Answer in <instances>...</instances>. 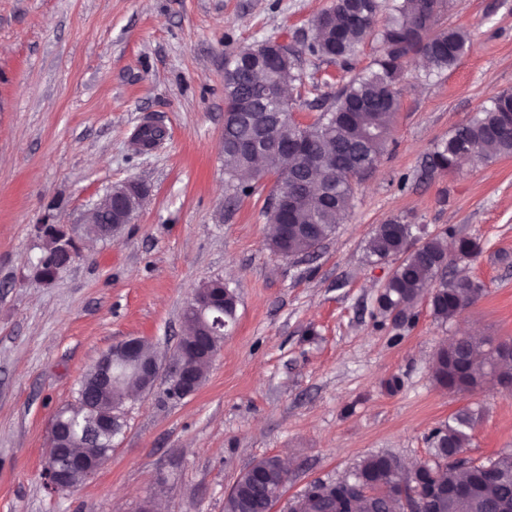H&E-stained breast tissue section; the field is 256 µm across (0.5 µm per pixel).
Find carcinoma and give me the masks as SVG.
I'll return each instance as SVG.
<instances>
[{
    "label": "carcinoma",
    "mask_w": 512,
    "mask_h": 512,
    "mask_svg": "<svg viewBox=\"0 0 512 512\" xmlns=\"http://www.w3.org/2000/svg\"><path fill=\"white\" fill-rule=\"evenodd\" d=\"M383 0H357L361 5L357 21L347 22V4L335 0V13L322 11L311 21L314 32L307 46L311 55L350 64L357 47L374 38L381 47L372 67L351 76L336 92L331 106L311 124H295V134L303 137L323 163L308 167L301 162L288 168L284 150L272 143L259 153L234 149L256 139L258 126L279 113L292 120V106L279 99L283 86L303 84L295 54L287 60L261 51L256 44L234 55L235 71L224 74V175L227 183L241 193L253 188L240 176L252 174L261 179L277 177L284 197L294 198L293 210L283 207L272 217L277 224H291L288 241L274 237L268 243L276 255L288 259L309 253L329 239L348 215L356 185L380 162L391 138L401 87L406 81L404 61L424 54L439 71L449 70L464 56L469 32L438 28L448 0H394L393 13L380 20ZM512 114V94L504 92L488 106L479 109L467 122L456 127L448 138L437 141L427 155L431 171L451 172L465 156L487 163L512 156V126L502 124ZM140 144L150 149L164 138V130L145 125L137 132ZM451 229L413 242L412 225L400 220L380 224L366 244V256L373 262L392 259V277L384 284L387 303L378 308L380 316L396 322L415 319L417 308L427 303L435 319L446 323L477 301L485 292L482 282L469 278L446 277L445 268L456 257H475L479 244L462 237L455 253L448 252ZM482 361L474 364L476 352ZM121 381L105 396L92 387L78 391L76 405L58 411L74 438L82 445L90 467L104 465L99 458L103 432L92 427L95 416L123 404L126 395L138 389V375L118 366ZM435 381L450 389L462 384L474 387L488 381L512 379V358H495L479 350L476 342L458 338L444 345L433 366ZM475 427L474 416L460 411L431 432L432 459L419 463L420 482L410 479L400 461L391 455H372L358 465L353 478L339 482H314L288 504V512H488L493 504L512 512V453H502L485 464L463 457ZM488 469L494 478L482 479ZM288 483V470L276 457L259 459L239 475L224 501V512H272ZM457 487L472 485L474 491L463 505L444 498L429 499L422 484Z\"/></svg>",
    "instance_id": "carcinoma-1"
}]
</instances>
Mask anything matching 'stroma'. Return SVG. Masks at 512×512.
I'll return each mask as SVG.
<instances>
[{
	"instance_id": "stroma-1",
	"label": "stroma",
	"mask_w": 512,
	"mask_h": 512,
	"mask_svg": "<svg viewBox=\"0 0 512 512\" xmlns=\"http://www.w3.org/2000/svg\"><path fill=\"white\" fill-rule=\"evenodd\" d=\"M332 0H0V512H224L254 461L288 456L273 508L315 480L351 477L388 454L431 455L429 435L467 410L466 457L512 452V391H471L432 377L441 346L477 330L512 339V157L428 173L431 145L493 94L512 91V0H448L440 27L470 34L448 71L409 64L392 139L348 216L313 254L267 247L275 175L237 196L224 176V63L279 41L300 51ZM293 113L313 122L341 85L339 63L301 54ZM155 124L163 144L137 152ZM137 179L149 197L106 241L82 218L110 186ZM392 219L426 235L454 229L481 253L450 267L484 296L448 323L378 314L395 263L364 247ZM57 224L80 253L54 281L35 278V228ZM223 279L236 322L202 386L172 400L165 381L127 402L111 459L57 494L42 472L55 413L112 344L152 342L168 357L192 292Z\"/></svg>"
}]
</instances>
